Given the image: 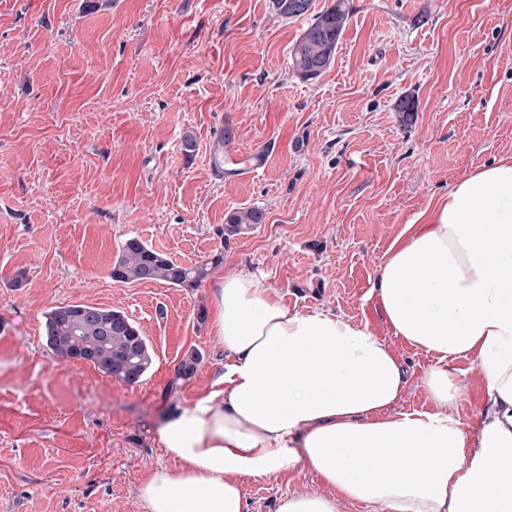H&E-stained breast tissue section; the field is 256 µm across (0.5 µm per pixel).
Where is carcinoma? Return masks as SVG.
<instances>
[{"mask_svg": "<svg viewBox=\"0 0 512 512\" xmlns=\"http://www.w3.org/2000/svg\"><path fill=\"white\" fill-rule=\"evenodd\" d=\"M274 11L293 19L306 15L312 0H272ZM348 20L345 0L318 14L293 45L292 71L303 80L319 77L331 64ZM259 207L232 210L217 233L224 241L246 235L264 221ZM223 262V253L192 266L177 263L137 237L127 238L112 266V279L121 283L159 282L196 288L209 271ZM47 348L65 360L89 362L106 376L128 385L143 380L151 368L152 351L138 326L122 311L86 304L50 308L44 314Z\"/></svg>", "mask_w": 512, "mask_h": 512, "instance_id": "cac0c4a2", "label": "carcinoma"}]
</instances>
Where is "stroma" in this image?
Returning a JSON list of instances; mask_svg holds the SVG:
<instances>
[{"mask_svg":"<svg viewBox=\"0 0 512 512\" xmlns=\"http://www.w3.org/2000/svg\"><path fill=\"white\" fill-rule=\"evenodd\" d=\"M346 7L333 63L305 81L290 51L309 20L269 0H0V512H145L141 481L178 465L162 421L224 368L197 311L226 275L262 271L288 306L368 326L407 371L396 411L430 409L421 377L437 360L393 336L370 289L410 218L512 156V0ZM227 117L237 146L272 153L253 179L209 168ZM253 206L264 223L222 242L225 214ZM132 236L181 264L224 260L196 288L113 281ZM76 303L138 325L153 350L141 383L51 353L44 314ZM450 366L475 432L485 378L472 359ZM326 491L305 465L243 487L248 512Z\"/></svg>","mask_w":512,"mask_h":512,"instance_id":"stroma-1","label":"stroma"}]
</instances>
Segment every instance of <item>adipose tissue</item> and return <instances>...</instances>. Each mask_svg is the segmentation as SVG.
Listing matches in <instances>:
<instances>
[{
    "instance_id": "1",
    "label": "adipose tissue",
    "mask_w": 512,
    "mask_h": 512,
    "mask_svg": "<svg viewBox=\"0 0 512 512\" xmlns=\"http://www.w3.org/2000/svg\"><path fill=\"white\" fill-rule=\"evenodd\" d=\"M372 294L394 336L432 353L426 412H393L406 371L368 327L289 308L260 273L218 281L209 329L228 357L216 389L162 423L178 468L139 485L145 512H247L242 486L309 465L328 494L282 495L276 512H336L337 499L388 512H512V157L456 181L394 239ZM487 381L476 434L457 414ZM384 449L382 470L372 454ZM458 377L467 386V393L458 405V414L470 434L475 433L483 410L486 381L477 366L470 358H456L449 362Z\"/></svg>"
}]
</instances>
